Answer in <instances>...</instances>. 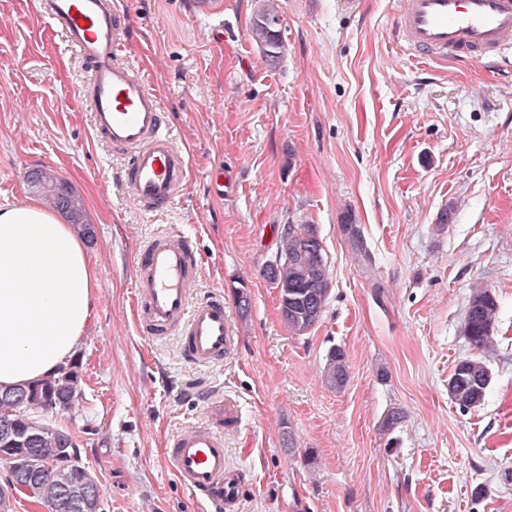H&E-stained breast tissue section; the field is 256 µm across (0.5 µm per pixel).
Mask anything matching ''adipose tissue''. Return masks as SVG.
<instances>
[{
    "instance_id": "1",
    "label": "adipose tissue",
    "mask_w": 512,
    "mask_h": 512,
    "mask_svg": "<svg viewBox=\"0 0 512 512\" xmlns=\"http://www.w3.org/2000/svg\"><path fill=\"white\" fill-rule=\"evenodd\" d=\"M96 286L72 225L34 200L0 205V386L38 381L74 358Z\"/></svg>"
}]
</instances>
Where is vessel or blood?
<instances>
[{
	"label": "vessel or blood",
	"mask_w": 512,
	"mask_h": 512,
	"mask_svg": "<svg viewBox=\"0 0 512 512\" xmlns=\"http://www.w3.org/2000/svg\"><path fill=\"white\" fill-rule=\"evenodd\" d=\"M37 3L88 68L79 95L95 137L128 155L126 184L135 199L146 209L168 210L187 187L190 157L169 130L157 96L117 59L123 27L112 0ZM394 30L420 59L464 62L477 55L492 68L512 66V0H404ZM198 269L188 241L160 233L136 257L135 299L144 335H179L185 358L205 365L223 361L237 341L222 296L193 299ZM205 413L204 423L168 440L167 457L181 484L217 512H234L242 478L225 461L224 428L236 423L237 410L210 396Z\"/></svg>",
	"instance_id": "vessel-or-blood-1"
}]
</instances>
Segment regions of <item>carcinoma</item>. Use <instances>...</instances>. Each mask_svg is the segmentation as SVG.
<instances>
[{"label":"carcinoma","mask_w":512,"mask_h":512,"mask_svg":"<svg viewBox=\"0 0 512 512\" xmlns=\"http://www.w3.org/2000/svg\"><path fill=\"white\" fill-rule=\"evenodd\" d=\"M279 15L274 0H256L251 38L263 55L276 61L281 57ZM29 182L50 204L65 211L78 233L91 234L84 222L81 199L68 185L42 170H33ZM341 231L351 250L366 264L373 257L360 226L343 224ZM282 248L276 259L266 266V277L278 290L281 317L288 329L303 336L322 318L330 293V274L325 250L319 233L312 224H287L281 232ZM498 313L495 295L482 289L470 300L464 324L469 343L477 350H487L492 342V329ZM325 383L334 390L342 389L349 380L347 355L333 347L325 356ZM79 365L27 385L0 388V396L18 394L23 398L24 413L9 412L12 405L0 399V429L7 424L13 432L9 444L10 464L15 479L39 477V482L18 494L42 501L50 512H71L70 503L81 502L84 512H103V501L95 477L80 463L63 460L65 453L77 451L78 442L66 429L42 419L51 411L70 407L81 393ZM490 373L478 357H466L457 362L448 378V393L462 411L479 406L486 395Z\"/></svg>","instance_id":"obj_1"}]
</instances>
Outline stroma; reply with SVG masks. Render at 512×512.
Instances as JSON below:
<instances>
[{"label": "stroma", "mask_w": 512, "mask_h": 512, "mask_svg": "<svg viewBox=\"0 0 512 512\" xmlns=\"http://www.w3.org/2000/svg\"><path fill=\"white\" fill-rule=\"evenodd\" d=\"M255 3L115 0L119 56L191 158L184 194L154 214L95 139L64 36L36 0H0V204L38 199L27 176L41 169L93 227L82 391L52 421L78 439L104 512H214L165 454L171 434L204 421L203 393L238 409L224 433L244 477L235 512H512V73L408 57L392 34L400 0H277L274 63L250 38ZM348 222L371 267L345 241ZM286 224L315 225L330 266L323 318L302 336L265 275ZM160 230L197 251L194 296L224 298L238 345L223 364L192 365L178 337L137 327L135 257ZM483 288L499 304L491 381L463 412L448 378L475 353L464 321ZM334 346L350 366L339 391L322 378ZM395 409L404 420L386 429ZM341 231L349 243L351 250L368 265L373 262V257L365 242L360 226L357 224H342Z\"/></svg>", "instance_id": "1"}]
</instances>
